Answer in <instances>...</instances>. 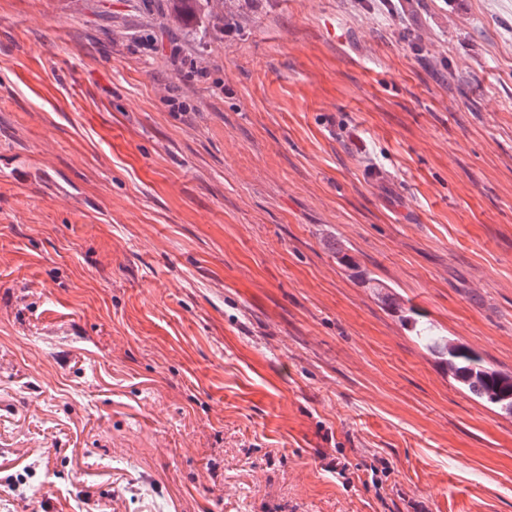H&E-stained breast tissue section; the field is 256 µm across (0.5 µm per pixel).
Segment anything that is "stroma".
Masks as SVG:
<instances>
[{
  "instance_id": "stroma-1",
  "label": "stroma",
  "mask_w": 512,
  "mask_h": 512,
  "mask_svg": "<svg viewBox=\"0 0 512 512\" xmlns=\"http://www.w3.org/2000/svg\"><path fill=\"white\" fill-rule=\"evenodd\" d=\"M170 5L0 0V512H512V0ZM416 330V324L414 326ZM417 331V339L441 362L460 387L501 414L512 416V373L488 366L484 359L462 342L439 336L433 327Z\"/></svg>"
}]
</instances>
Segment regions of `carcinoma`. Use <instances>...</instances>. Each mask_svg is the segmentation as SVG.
Returning a JSON list of instances; mask_svg holds the SVG:
<instances>
[{"label":"carcinoma","mask_w":512,"mask_h":512,"mask_svg":"<svg viewBox=\"0 0 512 512\" xmlns=\"http://www.w3.org/2000/svg\"><path fill=\"white\" fill-rule=\"evenodd\" d=\"M417 339L441 362L460 387L483 403L512 416V373L488 366L462 342L438 335L432 327L417 330Z\"/></svg>","instance_id":"carcinoma-1"}]
</instances>
